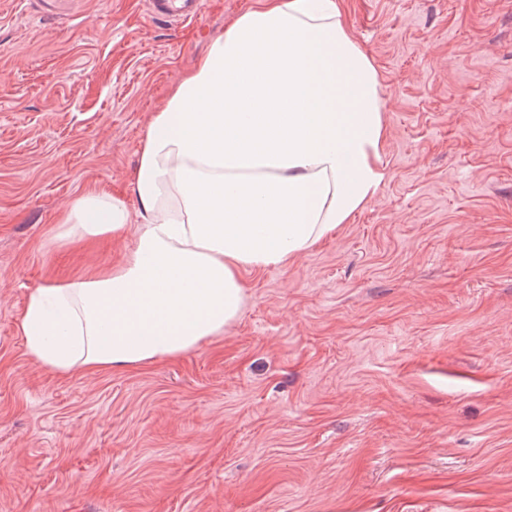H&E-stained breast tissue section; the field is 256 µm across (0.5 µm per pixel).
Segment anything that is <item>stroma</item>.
I'll return each mask as SVG.
<instances>
[{
	"mask_svg": "<svg viewBox=\"0 0 512 512\" xmlns=\"http://www.w3.org/2000/svg\"><path fill=\"white\" fill-rule=\"evenodd\" d=\"M258 0H0V512H512V0H341L380 80L388 175L348 224L247 270L223 335L62 376L29 294L131 238H59L89 189L139 203L149 122ZM202 8V0H149L151 17L166 22L195 20Z\"/></svg>",
	"mask_w": 512,
	"mask_h": 512,
	"instance_id": "obj_1",
	"label": "stroma"
}]
</instances>
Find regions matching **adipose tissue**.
Listing matches in <instances>:
<instances>
[{
  "mask_svg": "<svg viewBox=\"0 0 512 512\" xmlns=\"http://www.w3.org/2000/svg\"><path fill=\"white\" fill-rule=\"evenodd\" d=\"M377 70L339 0H259L210 38L147 128L139 211L89 191L59 235L133 233L121 265L30 293L18 333L61 375L137 368L223 335L242 271L294 260L386 177Z\"/></svg>",
  "mask_w": 512,
  "mask_h": 512,
  "instance_id": "obj_1",
  "label": "adipose tissue"
}]
</instances>
